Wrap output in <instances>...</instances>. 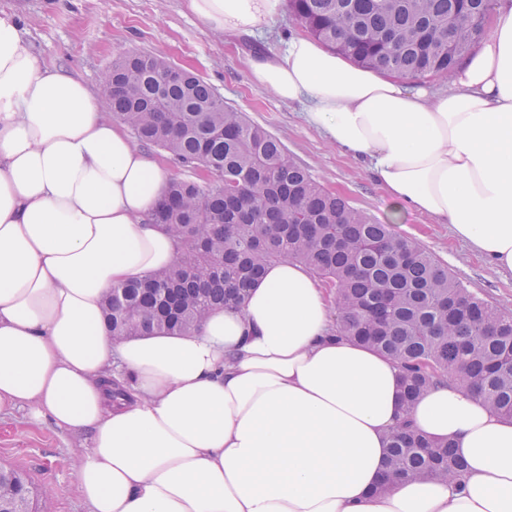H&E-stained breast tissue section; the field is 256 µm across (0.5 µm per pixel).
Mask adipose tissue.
Listing matches in <instances>:
<instances>
[{
  "instance_id": "adipose-tissue-1",
  "label": "adipose tissue",
  "mask_w": 512,
  "mask_h": 512,
  "mask_svg": "<svg viewBox=\"0 0 512 512\" xmlns=\"http://www.w3.org/2000/svg\"><path fill=\"white\" fill-rule=\"evenodd\" d=\"M279 0H188L205 26L258 28ZM448 91L355 66L307 36L252 58L255 84L365 161L391 203L449 225L494 272L512 271V0ZM167 172L46 66L0 11V411L88 435V512H512V420L444 379L413 405L391 360L337 336L331 296L303 265H267L243 306L189 335L113 341L112 285L174 265L151 216ZM114 379L128 392L111 400ZM453 442L460 481L385 492L401 421Z\"/></svg>"
}]
</instances>
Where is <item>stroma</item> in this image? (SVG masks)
<instances>
[{"instance_id":"obj_1","label":"stroma","mask_w":512,"mask_h":512,"mask_svg":"<svg viewBox=\"0 0 512 512\" xmlns=\"http://www.w3.org/2000/svg\"><path fill=\"white\" fill-rule=\"evenodd\" d=\"M0 11L16 12L33 52L47 65L79 75L98 90L113 58L133 52L164 54L212 86L226 105L276 136L321 185L348 199L375 221L387 220L390 202L365 166L331 145L304 120L302 103L280 101L252 80L249 61L282 55L302 28L286 5L250 35L227 36L198 21L185 0H0ZM393 230L416 238L464 285L503 313L512 314V273H496L448 225L412 213ZM88 435L30 424L25 411L0 413V466L25 471L50 496L37 512H88L76 470Z\"/></svg>"}]
</instances>
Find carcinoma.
I'll use <instances>...</instances> for the list:
<instances>
[{
    "mask_svg": "<svg viewBox=\"0 0 512 512\" xmlns=\"http://www.w3.org/2000/svg\"><path fill=\"white\" fill-rule=\"evenodd\" d=\"M311 36L354 64L400 78H449L484 33L487 0H287ZM158 53L123 54L99 91L143 145L202 169L206 186L172 179L152 214L179 244L177 262L112 286L103 319L112 339L196 330L243 305L265 266L289 259L334 290L336 333L403 371L406 403L445 376L512 418V317L474 295L431 253L327 192L264 127L224 104ZM448 442L401 421L389 435L379 491L410 480L459 479ZM39 491L0 466V512H34Z\"/></svg>",
    "mask_w": 512,
    "mask_h": 512,
    "instance_id": "carcinoma-1",
    "label": "carcinoma"
}]
</instances>
